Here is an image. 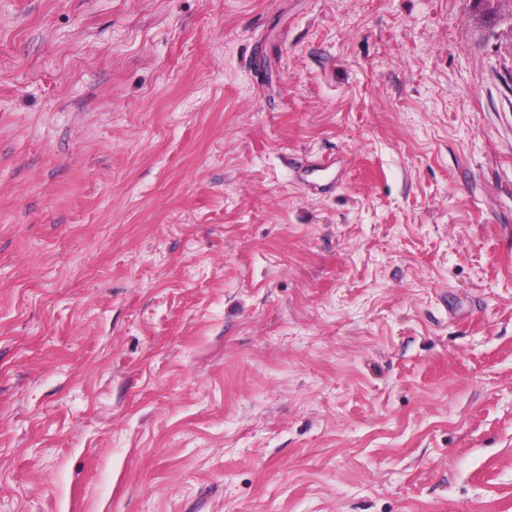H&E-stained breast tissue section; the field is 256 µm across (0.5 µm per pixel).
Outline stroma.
<instances>
[{
    "instance_id": "35a3bbf8",
    "label": "stroma",
    "mask_w": 512,
    "mask_h": 512,
    "mask_svg": "<svg viewBox=\"0 0 512 512\" xmlns=\"http://www.w3.org/2000/svg\"><path fill=\"white\" fill-rule=\"evenodd\" d=\"M499 0H0V512H512Z\"/></svg>"
}]
</instances>
